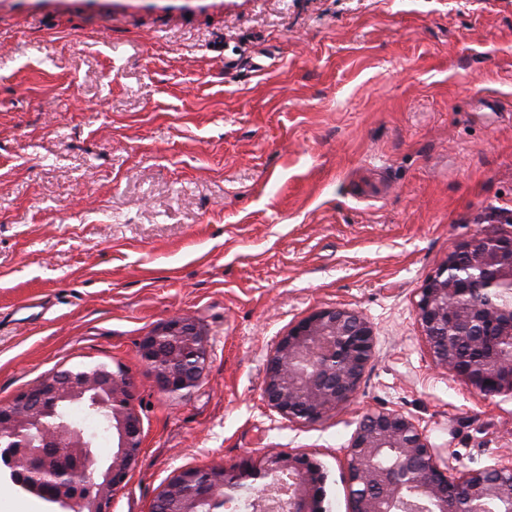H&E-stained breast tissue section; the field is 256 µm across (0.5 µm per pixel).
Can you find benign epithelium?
<instances>
[{"label":"benign epithelium","mask_w":512,"mask_h":512,"mask_svg":"<svg viewBox=\"0 0 512 512\" xmlns=\"http://www.w3.org/2000/svg\"><path fill=\"white\" fill-rule=\"evenodd\" d=\"M468 295L488 297L483 308L464 304ZM416 317L435 365L451 371L480 396L512 395V233L476 235L432 274L420 291ZM375 348L372 325L357 311L322 308L281 336L267 364L265 402L289 420L315 422L355 395ZM141 361L179 396L202 379L207 348L195 321L175 317L138 344ZM92 399V409L111 421L112 464L98 465L87 436L55 419L58 403ZM141 419L123 371H62L45 377L0 407V467L23 491H47L52 512H110L112 497L136 464ZM388 452L393 463L380 469ZM349 484L362 488L352 512H399L414 503L421 512H512V466L449 472L440 466L424 431L390 410L366 412L345 449ZM288 474L295 481L293 512H315L325 476L303 456L270 451L258 476ZM250 478L248 465L214 466L171 479L155 505L177 500L176 512H195Z\"/></svg>","instance_id":"obj_1"}]
</instances>
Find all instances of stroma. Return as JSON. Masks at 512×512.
<instances>
[{
    "instance_id": "obj_1",
    "label": "stroma",
    "mask_w": 512,
    "mask_h": 512,
    "mask_svg": "<svg viewBox=\"0 0 512 512\" xmlns=\"http://www.w3.org/2000/svg\"><path fill=\"white\" fill-rule=\"evenodd\" d=\"M512 231V0H0V405L105 364L142 451L111 512L178 472L324 466L366 410L457 470L512 464V397L434 366L415 306L477 234ZM345 307L375 350L315 423L267 405L279 336ZM193 317L207 366L165 394L142 336Z\"/></svg>"
}]
</instances>
